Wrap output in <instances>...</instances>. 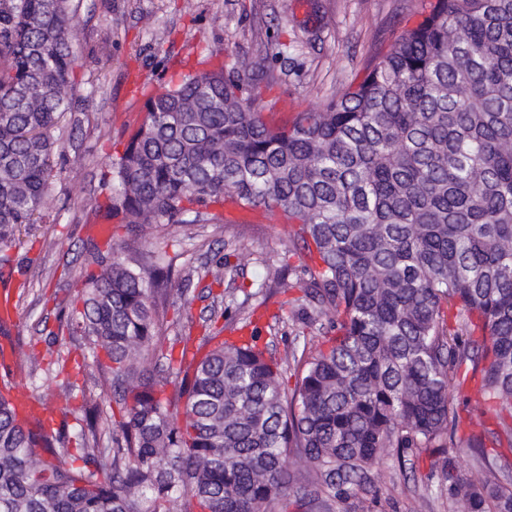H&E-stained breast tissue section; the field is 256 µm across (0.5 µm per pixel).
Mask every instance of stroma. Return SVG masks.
<instances>
[{"label": "stroma", "instance_id": "1", "mask_svg": "<svg viewBox=\"0 0 512 512\" xmlns=\"http://www.w3.org/2000/svg\"><path fill=\"white\" fill-rule=\"evenodd\" d=\"M422 7V0H81L74 45L79 103L64 121L71 134L55 156L46 203L57 221L34 225L27 235L32 249L10 248V264L0 266L9 290L22 283L28 289L15 305L13 324L0 327V347L20 359L24 387L71 417L81 404L48 362L61 348L75 352L81 345L77 337L55 342L50 332L80 286L89 246L164 244L179 278L235 250L241 273L234 281L210 289L191 281L177 301L196 338L212 312L223 313L224 324L238 323L263 301L254 287L271 285L283 264L300 263L289 255L287 231L274 216L243 228L200 223L159 233L147 224L130 233L113 223L108 237L95 233L104 224L98 205L107 195L101 172L141 118L140 104L128 93L132 82L143 77L161 88L200 56L262 58L265 69L255 80L266 110L316 112L362 77L393 34L416 24ZM412 463L405 471L383 457L376 486L390 502L387 512H448L441 455L429 449Z\"/></svg>", "mask_w": 512, "mask_h": 512}]
</instances>
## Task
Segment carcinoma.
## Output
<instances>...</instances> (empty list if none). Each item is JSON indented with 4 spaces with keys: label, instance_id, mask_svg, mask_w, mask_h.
I'll list each match as a JSON object with an SVG mask.
<instances>
[{
    "label": "carcinoma",
    "instance_id": "carcinoma-1",
    "mask_svg": "<svg viewBox=\"0 0 512 512\" xmlns=\"http://www.w3.org/2000/svg\"><path fill=\"white\" fill-rule=\"evenodd\" d=\"M318 112L270 124L250 65L191 68L143 103L103 172L108 216L225 224L276 216L300 257L279 288L319 324L288 360L257 329L169 335L163 252L90 250L50 336L81 337L121 417L83 395L35 433L0 392V512H386L374 470L443 456L448 512H512V0H429ZM77 6L0 0V263L44 210L72 110ZM221 259L202 277L221 286ZM490 422L467 423L451 405ZM112 435V447L102 444ZM468 451L478 476L456 466Z\"/></svg>",
    "mask_w": 512,
    "mask_h": 512
}]
</instances>
